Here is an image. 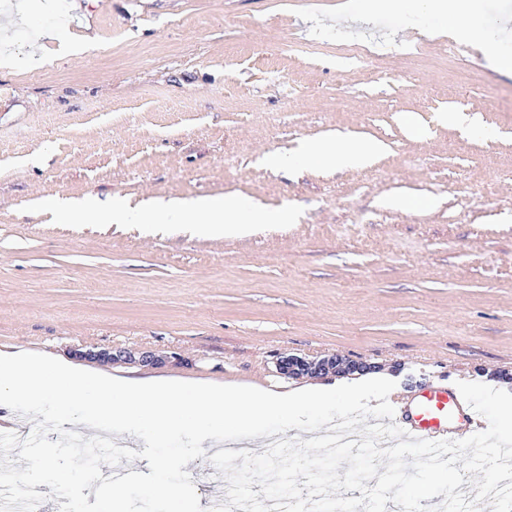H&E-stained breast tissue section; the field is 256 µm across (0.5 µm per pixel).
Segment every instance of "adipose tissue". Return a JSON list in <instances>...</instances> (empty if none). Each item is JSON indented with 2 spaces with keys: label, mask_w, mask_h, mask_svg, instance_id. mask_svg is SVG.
<instances>
[{
  "label": "adipose tissue",
  "mask_w": 512,
  "mask_h": 512,
  "mask_svg": "<svg viewBox=\"0 0 512 512\" xmlns=\"http://www.w3.org/2000/svg\"><path fill=\"white\" fill-rule=\"evenodd\" d=\"M375 151L372 145L325 141L301 145L295 155L276 158L275 163L290 168L308 158L332 168H344L364 164ZM112 220L118 224H199L209 230L238 231L246 224H284L288 216L267 211L247 199L228 196L220 203L198 200L186 204L174 200L158 208L131 209L116 202L112 205Z\"/></svg>",
  "instance_id": "obj_1"
}]
</instances>
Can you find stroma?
<instances>
[{
	"label": "stroma",
	"mask_w": 512,
	"mask_h": 512,
	"mask_svg": "<svg viewBox=\"0 0 512 512\" xmlns=\"http://www.w3.org/2000/svg\"><path fill=\"white\" fill-rule=\"evenodd\" d=\"M67 0L0 43V353L175 351L153 376L279 385L277 355L336 353L397 391L512 373V76L447 18L398 0ZM89 39L80 55L33 29ZM458 112L467 124L450 120ZM325 138L368 164L283 170ZM241 195L246 234L115 224ZM96 204L90 223L59 208Z\"/></svg>",
	"instance_id": "1"
}]
</instances>
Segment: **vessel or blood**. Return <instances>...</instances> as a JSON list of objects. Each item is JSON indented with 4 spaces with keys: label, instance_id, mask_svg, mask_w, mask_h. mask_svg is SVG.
Segmentation results:
<instances>
[{
    "label": "vessel or blood",
    "instance_id": "obj_1",
    "mask_svg": "<svg viewBox=\"0 0 512 512\" xmlns=\"http://www.w3.org/2000/svg\"><path fill=\"white\" fill-rule=\"evenodd\" d=\"M389 400L395 408V423L419 439L461 440L486 428L484 417L451 385L429 386L413 397L394 393Z\"/></svg>",
    "mask_w": 512,
    "mask_h": 512
}]
</instances>
